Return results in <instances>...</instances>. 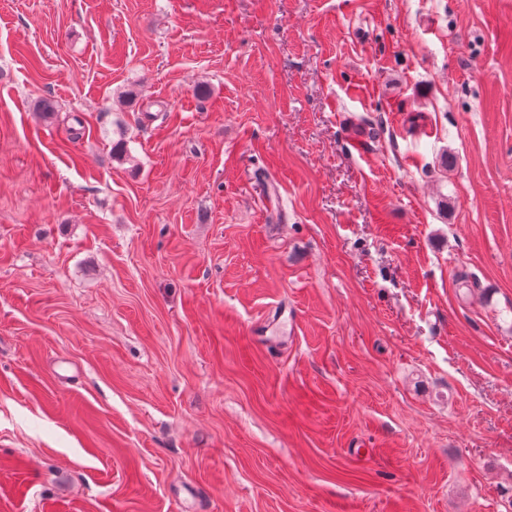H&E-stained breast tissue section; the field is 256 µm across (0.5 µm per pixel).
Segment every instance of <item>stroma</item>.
Segmentation results:
<instances>
[{
    "instance_id": "stroma-1",
    "label": "stroma",
    "mask_w": 512,
    "mask_h": 512,
    "mask_svg": "<svg viewBox=\"0 0 512 512\" xmlns=\"http://www.w3.org/2000/svg\"><path fill=\"white\" fill-rule=\"evenodd\" d=\"M340 505L512 512V0H0V512Z\"/></svg>"
}]
</instances>
